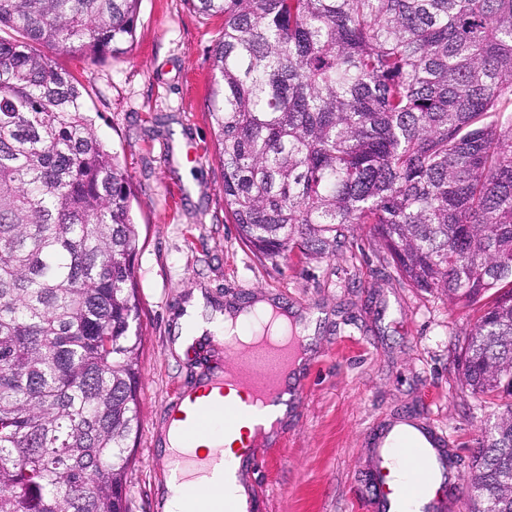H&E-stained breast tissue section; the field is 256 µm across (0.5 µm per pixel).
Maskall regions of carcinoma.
<instances>
[{"instance_id":"carcinoma-1","label":"carcinoma","mask_w":512,"mask_h":512,"mask_svg":"<svg viewBox=\"0 0 512 512\" xmlns=\"http://www.w3.org/2000/svg\"><path fill=\"white\" fill-rule=\"evenodd\" d=\"M224 209L264 259L372 224L409 285L483 305L463 385L500 401L466 512H512V0H190ZM140 0H0V512H128L142 334L129 176L53 54L120 56Z\"/></svg>"}]
</instances>
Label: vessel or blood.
<instances>
[{"instance_id": "obj_1", "label": "vessel or blood", "mask_w": 512, "mask_h": 512, "mask_svg": "<svg viewBox=\"0 0 512 512\" xmlns=\"http://www.w3.org/2000/svg\"><path fill=\"white\" fill-rule=\"evenodd\" d=\"M300 343L297 336L278 343L261 339L249 345L242 361L225 360L223 370L203 389L182 394L175 418L185 445L193 446L206 434L214 418H223L229 431L240 421L256 419L258 408L277 403L282 396V376ZM447 441L444 432L432 427L426 428L419 440L396 446L383 440L375 450V468L370 476L376 490L374 512H446L450 495L457 488L448 478ZM258 461L254 440H247L239 447L234 466L225 465L223 456L212 457L206 463L209 481L194 484L189 473L197 460L188 453L180 455L176 475L186 484V512H261V497L254 487H247L240 504L224 495L225 480Z\"/></svg>"}]
</instances>
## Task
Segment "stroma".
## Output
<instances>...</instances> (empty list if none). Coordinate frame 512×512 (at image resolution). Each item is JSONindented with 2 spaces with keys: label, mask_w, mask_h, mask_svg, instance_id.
<instances>
[{
  "label": "stroma",
  "mask_w": 512,
  "mask_h": 512,
  "mask_svg": "<svg viewBox=\"0 0 512 512\" xmlns=\"http://www.w3.org/2000/svg\"><path fill=\"white\" fill-rule=\"evenodd\" d=\"M221 16L188 0H141L128 54L55 62L83 85L82 102L127 170L139 230L134 265L143 334L138 433L126 490L130 512H162V435L179 392L225 359L207 336L206 358L177 354L173 329L194 292L216 307L271 299L314 316L318 340L274 442L251 470L263 512H369L364 481L376 428L432 422L452 440L459 477L494 420L495 404L462 387L458 364L477 308L409 286L380 249L372 225L353 226L335 255L257 257L224 210L217 129L209 115Z\"/></svg>",
  "instance_id": "stroma-1"
}]
</instances>
